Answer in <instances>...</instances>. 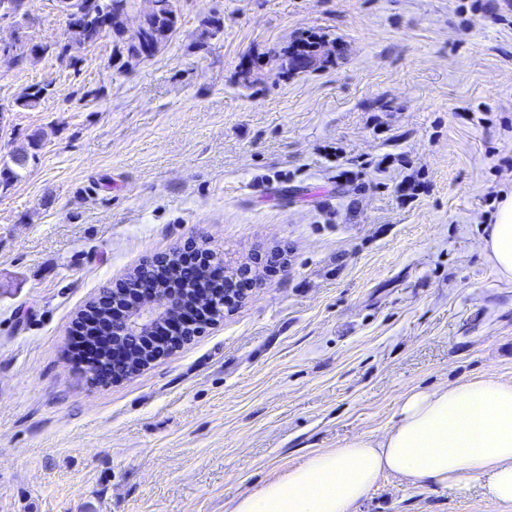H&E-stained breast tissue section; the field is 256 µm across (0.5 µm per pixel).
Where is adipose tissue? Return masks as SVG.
<instances>
[{
    "instance_id": "1",
    "label": "adipose tissue",
    "mask_w": 512,
    "mask_h": 512,
    "mask_svg": "<svg viewBox=\"0 0 512 512\" xmlns=\"http://www.w3.org/2000/svg\"><path fill=\"white\" fill-rule=\"evenodd\" d=\"M485 250L512 275V195L499 203ZM387 472L426 485L483 479L491 498L512 504V383L484 376L414 392L384 437L315 453L226 512H353Z\"/></svg>"
}]
</instances>
